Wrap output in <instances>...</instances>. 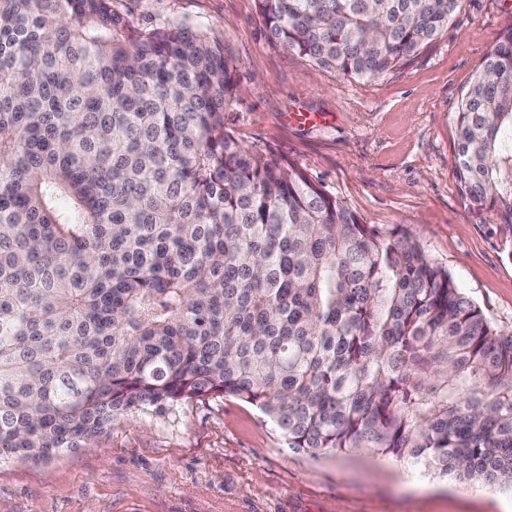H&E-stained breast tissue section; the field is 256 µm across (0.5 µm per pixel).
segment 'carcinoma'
<instances>
[{"label": "carcinoma", "mask_w": 512, "mask_h": 512, "mask_svg": "<svg viewBox=\"0 0 512 512\" xmlns=\"http://www.w3.org/2000/svg\"><path fill=\"white\" fill-rule=\"evenodd\" d=\"M258 2L286 49L370 80L462 0ZM233 82L201 28L0 0V460L215 395L296 451L512 486V331L404 227L225 131ZM456 123L464 197L512 229V26Z\"/></svg>", "instance_id": "carcinoma-1"}]
</instances>
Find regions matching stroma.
<instances>
[{
    "instance_id": "35a3bbf8",
    "label": "stroma",
    "mask_w": 512,
    "mask_h": 512,
    "mask_svg": "<svg viewBox=\"0 0 512 512\" xmlns=\"http://www.w3.org/2000/svg\"><path fill=\"white\" fill-rule=\"evenodd\" d=\"M132 27L206 29L234 67L224 128L323 184L363 223L406 226L501 329H512V234L470 207L454 166L455 115L512 0H463L405 66L342 78L273 39L256 0H112ZM295 112L314 113L297 123ZM0 512H512V490L440 478L372 452L290 449L235 397L129 414L98 448L0 463Z\"/></svg>"
}]
</instances>
